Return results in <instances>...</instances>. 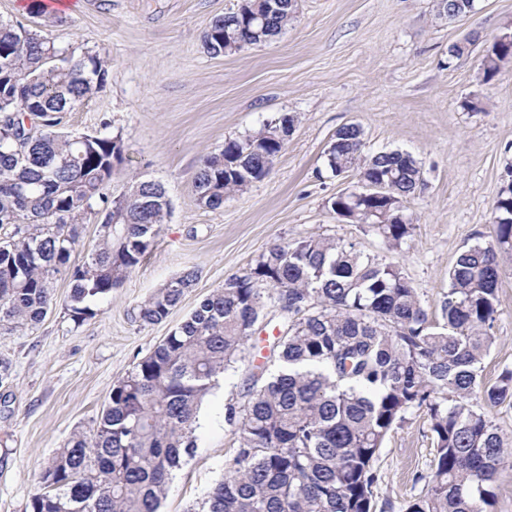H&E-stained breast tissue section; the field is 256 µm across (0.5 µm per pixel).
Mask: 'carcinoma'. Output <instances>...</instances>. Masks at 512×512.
I'll return each instance as SVG.
<instances>
[{"label": "carcinoma", "mask_w": 512, "mask_h": 512, "mask_svg": "<svg viewBox=\"0 0 512 512\" xmlns=\"http://www.w3.org/2000/svg\"><path fill=\"white\" fill-rule=\"evenodd\" d=\"M257 6L245 0L213 20L207 51L270 41L296 20L295 0H281L264 27L252 18ZM510 59L512 45L495 41L483 56L485 79ZM106 77L99 54L76 55L0 21V334L39 325L60 274L71 283L70 319L79 326L94 318V304L133 272L169 215L158 182L134 178L122 194L106 193L124 161L120 136L59 129L62 113L98 93ZM294 124L281 114L206 155L194 177L199 205L218 209L265 178ZM364 148L359 125L339 128L327 168L389 191L340 193L327 207L401 250L413 234L406 202L423 185L422 167L408 152ZM97 207L98 243L72 266L78 226ZM502 250L512 251V181L494 203L491 240L463 249L449 269L438 320L400 265L352 243L318 235L270 246L118 381L93 436L72 437L43 471L29 512H160L174 472L196 447L203 400L221 375L250 362L254 334L275 318L279 335L266 359L278 372L253 367L240 400L228 404L233 466L188 512H373L380 448L412 410L428 416L435 457L420 476L424 493L400 512H487L512 468V438L476 404L512 403V370L490 386L481 380L499 316ZM197 281L196 268L184 270L133 319L166 320Z\"/></svg>", "instance_id": "obj_1"}]
</instances>
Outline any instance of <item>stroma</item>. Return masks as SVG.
Instances as JSON below:
<instances>
[{"instance_id":"obj_1","label":"stroma","mask_w":512,"mask_h":512,"mask_svg":"<svg viewBox=\"0 0 512 512\" xmlns=\"http://www.w3.org/2000/svg\"><path fill=\"white\" fill-rule=\"evenodd\" d=\"M0 0L10 21L76 52L108 61L105 86L63 116L66 131L121 135L124 162L108 186L122 193L131 177L161 183L171 211L141 263L82 326L65 305L68 276L51 283L52 309L35 328L0 335V512H25L40 475L78 433L92 435L115 384L225 279L269 246L303 236L351 242L399 264L433 316L448 294V271L468 245L488 241L493 203L512 177V63L484 80V50L512 32V0H475V10L438 20L434 0H298L296 21L274 40L214 56L203 34L240 0ZM469 54L449 60L471 34ZM296 116L294 131L269 175L227 199L200 206L194 175L204 154ZM360 125L367 151L401 149L420 162L424 184L407 203L409 249L386 248L364 225L338 220L330 197L357 189L356 174L333 176L325 153L337 131ZM504 276L495 342L482 379L512 368V251L498 255ZM199 279L158 324L132 310L184 269ZM249 369L227 372L204 401L186 457L161 512H189L224 477L236 454L225 408ZM434 447L424 412L413 410L390 432L376 468V512H399L424 491Z\"/></svg>"}]
</instances>
